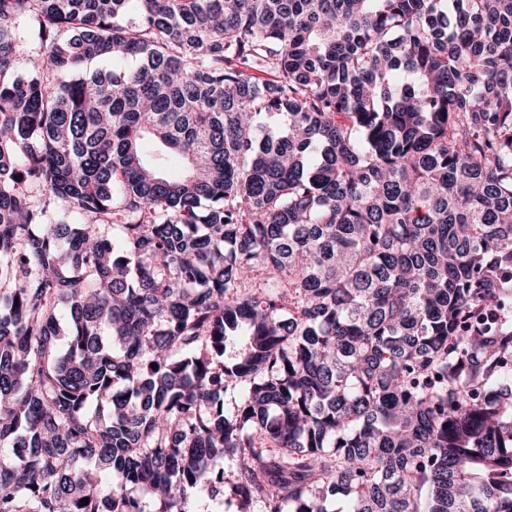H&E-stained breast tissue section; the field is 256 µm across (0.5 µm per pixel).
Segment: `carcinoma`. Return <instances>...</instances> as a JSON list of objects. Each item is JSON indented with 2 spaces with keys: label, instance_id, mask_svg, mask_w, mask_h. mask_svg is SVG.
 <instances>
[{
  "label": "carcinoma",
  "instance_id": "carcinoma-1",
  "mask_svg": "<svg viewBox=\"0 0 512 512\" xmlns=\"http://www.w3.org/2000/svg\"><path fill=\"white\" fill-rule=\"evenodd\" d=\"M131 2L0 0V512H512V0Z\"/></svg>",
  "mask_w": 512,
  "mask_h": 512
}]
</instances>
